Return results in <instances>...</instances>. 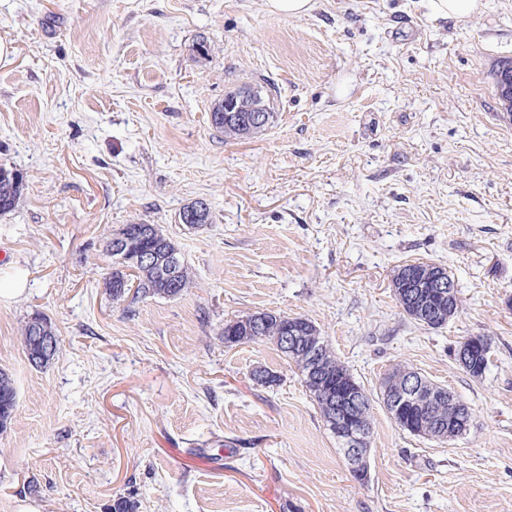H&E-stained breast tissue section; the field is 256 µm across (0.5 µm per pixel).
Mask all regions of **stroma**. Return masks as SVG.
Returning a JSON list of instances; mask_svg holds the SVG:
<instances>
[{"label": "stroma", "instance_id": "obj_1", "mask_svg": "<svg viewBox=\"0 0 512 512\" xmlns=\"http://www.w3.org/2000/svg\"><path fill=\"white\" fill-rule=\"evenodd\" d=\"M466 19L429 0H0V163L25 188L0 216V512H512V120L494 73L512 0ZM274 86L272 127L224 138L225 93ZM201 200L212 222L181 224ZM155 224L196 285L132 304L104 236ZM447 268V325L409 319L397 266ZM311 319L372 399L370 478L350 473L296 366L225 346L226 321ZM59 350L43 369L19 330ZM490 343L470 376L454 351ZM420 372L472 412L441 443L402 431L380 383ZM277 376L257 384L256 369ZM37 482L39 496L28 493ZM312 0H265L267 10L282 15L299 17L313 7ZM46 328L48 329L47 334L52 333L53 336H44V334H42ZM39 336H43L45 346H54L56 333L51 321L41 315H36L29 318L25 324L22 325L20 337L23 350L29 362L35 367L42 369L48 367L54 360L58 350V341L52 352L40 357L37 355L42 347ZM35 354L37 355L36 357L34 356ZM17 410V393L9 374L0 369V433L11 425Z\"/></svg>", "mask_w": 512, "mask_h": 512}]
</instances>
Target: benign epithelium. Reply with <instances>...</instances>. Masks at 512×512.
Returning a JSON list of instances; mask_svg holds the SVG:
<instances>
[{"label":"benign epithelium","mask_w":512,"mask_h":512,"mask_svg":"<svg viewBox=\"0 0 512 512\" xmlns=\"http://www.w3.org/2000/svg\"><path fill=\"white\" fill-rule=\"evenodd\" d=\"M246 99L253 100L247 109L241 106V102ZM223 105L226 120L235 121L238 119L236 113L247 110L251 112L247 121L255 126L265 122L266 112L269 111L267 104L247 87L224 97ZM407 282L409 291L403 307L421 313L426 323L433 328L442 326L443 305L437 297L444 296L441 292L447 283L444 273L432 275L428 272L411 270L408 272ZM457 359L463 368L477 376H482L489 363L488 348L479 341H471L458 349ZM402 374L405 379L399 387L393 388L388 385L385 388L387 411L405 429H412L425 435L434 431L441 435L446 434L450 439L456 437L459 429L451 424L447 426L434 418L427 420L421 417L415 418V409H422L438 401V394L434 388L424 384L415 371L404 369ZM360 401L361 390L354 381L344 379L338 382L336 398L329 399L331 411L328 422L329 427L336 432V435L342 437L347 445L345 452L354 477L360 482H365L368 478V449L365 445L368 441L370 425L368 415L360 409Z\"/></svg>","instance_id":"benign-epithelium-1"}]
</instances>
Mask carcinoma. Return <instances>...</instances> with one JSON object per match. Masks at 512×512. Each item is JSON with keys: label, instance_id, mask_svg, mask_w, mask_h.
Masks as SVG:
<instances>
[{"label": "carcinoma", "instance_id": "1", "mask_svg": "<svg viewBox=\"0 0 512 512\" xmlns=\"http://www.w3.org/2000/svg\"><path fill=\"white\" fill-rule=\"evenodd\" d=\"M275 119L276 113L269 112L264 124L250 130L235 123L224 122V106L221 103L214 105L209 113L211 126L224 133V136L233 139H250L271 127ZM22 190L23 176L15 169L1 164L0 214L14 209ZM143 246L149 250L156 248L179 252L175 242L157 226L154 227L153 235L144 239ZM106 286L112 299L122 300L129 296L131 302L135 303L148 297L176 298L185 290L196 287V282L191 269L180 256L177 262V275L171 281L163 279L159 270L152 265H133L122 262L120 267L112 270ZM260 315L263 316V321L259 334L253 333L254 315L248 314L224 324V341H230L234 345L267 341L274 344L278 351L299 369L310 398L317 405L320 415L326 416L325 402L328 386L336 383L338 378H353L350 370L336 358L312 320L304 316L292 317L275 311H262ZM290 320L295 322L298 326V334L303 336V340L292 347L283 342ZM44 331L55 333L51 321L41 315L29 318L20 329L23 350L29 362L40 369L48 367L57 354L54 350L43 357L38 356L42 347L39 336ZM314 348L319 351L318 360L322 364L323 371V377L318 379L308 374L311 351ZM16 410V388L9 374L0 369V433L11 425ZM459 414L470 417L472 416L471 408L462 401L453 403L444 399L434 410L435 417L444 420Z\"/></svg>", "mask_w": 512, "mask_h": 512}]
</instances>
